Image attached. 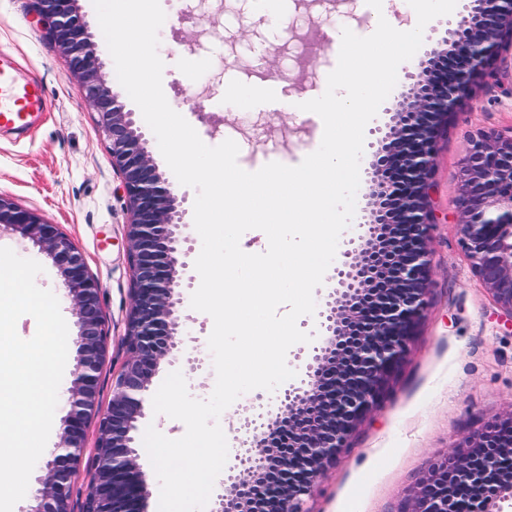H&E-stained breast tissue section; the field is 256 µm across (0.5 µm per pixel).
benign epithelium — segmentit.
Returning <instances> with one entry per match:
<instances>
[{
  "label": "benign epithelium",
  "instance_id": "benign-epithelium-1",
  "mask_svg": "<svg viewBox=\"0 0 512 512\" xmlns=\"http://www.w3.org/2000/svg\"><path fill=\"white\" fill-rule=\"evenodd\" d=\"M45 27L79 80L86 103L98 114L112 169L126 199V242L132 303L126 322L129 356L98 407V373L107 330L100 288L83 255L55 224L0 194V225L30 238L63 277L78 328V368L63 420L60 453L45 465L31 512H74V474L95 422L97 439L80 512H147L149 490L136 448L138 421L161 362L178 350L183 303L177 267L192 251L180 232L183 212L173 184L149 155L134 113L119 104L110 75L95 53L93 35L78 0H35ZM459 22L450 48L432 51L417 89L399 104L379 140L367 194L376 242L348 249L333 278L348 288L346 300L319 311L325 344L305 364L301 385L279 396L280 426L264 414L240 419L244 438L234 448L236 470L222 479L227 494L213 512H304L326 467L356 427L377 407L385 385L407 351L429 284V228L424 201L434 165L436 131L460 110L474 80L495 53L512 43V0H478ZM457 218L474 272L512 321V134H480L459 166ZM512 409L467 436L432 464L410 491L403 512H504L512 502Z\"/></svg>",
  "mask_w": 512,
  "mask_h": 512
}]
</instances>
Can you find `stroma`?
<instances>
[{
    "instance_id": "stroma-1",
    "label": "stroma",
    "mask_w": 512,
    "mask_h": 512,
    "mask_svg": "<svg viewBox=\"0 0 512 512\" xmlns=\"http://www.w3.org/2000/svg\"><path fill=\"white\" fill-rule=\"evenodd\" d=\"M166 19L159 31L162 84L201 140L216 146L234 140L237 162L249 172L276 161L295 166L320 145L321 118L300 110L321 96L336 67L345 26L364 35L372 7L366 0H160ZM474 0H457L454 11L431 21L406 69L448 38L451 25L471 11ZM31 0H0V52L10 55L24 79L46 89L45 111L33 113L26 128L0 127V193L59 226L83 253L100 288L108 325V349L99 372L98 402L107 406L112 384L127 357L123 338L130 308V268L125 245V200L112 170L97 114L54 44L33 17ZM249 96H232L233 88ZM413 83L398 77L377 115L367 124L360 160L362 189L354 217L338 242L365 245L370 209L363 192L370 181L373 132L385 127L398 100ZM219 117L218 129L203 124L198 110ZM512 131V47L495 58L490 74L477 81L471 97L447 127L439 130L428 191L431 277L427 304L408 342L407 353L386 395L350 436L346 448L306 497V512H401L407 494L429 464L462 437L479 431L496 414L512 408V326L475 275L456 224L459 162L478 134ZM0 247L39 262L38 280L58 298L68 326L64 380L78 365V334L58 269L18 233L0 231ZM185 347L202 360L192 369L184 359L161 365L153 379L181 371L190 395L208 399L215 386L208 337L212 318L183 306ZM276 395L250 391L225 414L228 445L238 437V417L263 404L264 418L278 416Z\"/></svg>"
}]
</instances>
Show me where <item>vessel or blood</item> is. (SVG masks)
Returning <instances> with one entry per match:
<instances>
[{
	"instance_id": "vessel-or-blood-1",
	"label": "vessel or blood",
	"mask_w": 512,
	"mask_h": 512,
	"mask_svg": "<svg viewBox=\"0 0 512 512\" xmlns=\"http://www.w3.org/2000/svg\"><path fill=\"white\" fill-rule=\"evenodd\" d=\"M44 104L42 86L21 80L13 62L0 57V124H25L28 112L42 111Z\"/></svg>"
}]
</instances>
